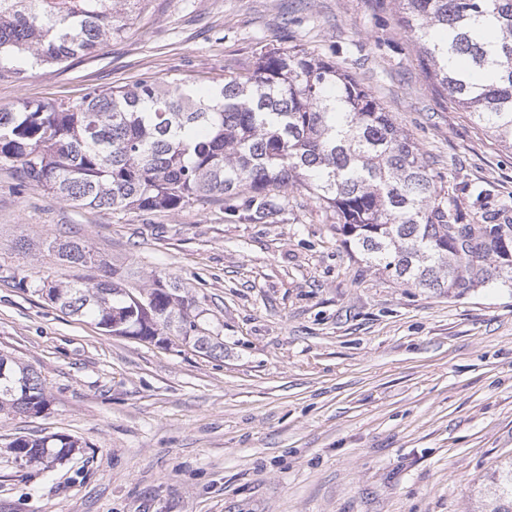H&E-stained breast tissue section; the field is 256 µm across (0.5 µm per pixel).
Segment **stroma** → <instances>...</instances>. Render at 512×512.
Wrapping results in <instances>:
<instances>
[{
    "instance_id": "35a3bbf8",
    "label": "stroma",
    "mask_w": 512,
    "mask_h": 512,
    "mask_svg": "<svg viewBox=\"0 0 512 512\" xmlns=\"http://www.w3.org/2000/svg\"><path fill=\"white\" fill-rule=\"evenodd\" d=\"M293 45L343 64L468 218L512 224V148L426 78L395 0H148L98 51L0 75V108L147 78L201 91ZM16 182L0 162V352L40 372L51 404L0 417V512H491L512 458V288L393 281L301 188L253 224L215 206L80 208ZM67 239L130 286L179 282L223 357L61 312L40 280L99 274L57 262L48 245ZM54 433L83 451L46 469L8 449Z\"/></svg>"
}]
</instances>
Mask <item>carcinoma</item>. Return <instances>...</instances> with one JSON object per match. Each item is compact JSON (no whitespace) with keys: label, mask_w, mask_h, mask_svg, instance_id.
<instances>
[{"label":"carcinoma","mask_w":512,"mask_h":512,"mask_svg":"<svg viewBox=\"0 0 512 512\" xmlns=\"http://www.w3.org/2000/svg\"><path fill=\"white\" fill-rule=\"evenodd\" d=\"M144 0H0V72L61 66L119 38ZM426 77L494 140L512 147V0H397ZM18 164V191L40 187L75 206L165 212L195 202L273 222L301 187L336 215V233L361 260L397 282L460 296L512 288V224L465 221L419 148L339 63L299 46L259 53L253 66L199 94L142 80L94 88L68 104L22 101L0 109V161ZM72 266L103 262L80 241L53 245ZM112 271L88 284L48 286L51 302L111 336L152 341L196 328L194 300L157 273L125 293ZM198 352L224 344L196 336ZM0 416L48 409L41 374L0 354ZM68 435L10 443L43 463L68 453ZM493 512H512V459L500 467Z\"/></svg>","instance_id":"carcinoma-1"}]
</instances>
